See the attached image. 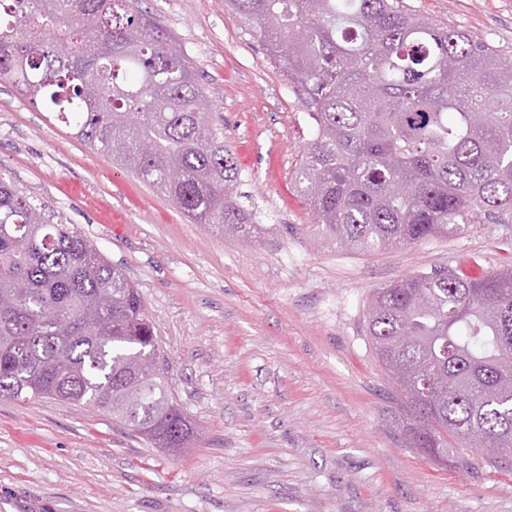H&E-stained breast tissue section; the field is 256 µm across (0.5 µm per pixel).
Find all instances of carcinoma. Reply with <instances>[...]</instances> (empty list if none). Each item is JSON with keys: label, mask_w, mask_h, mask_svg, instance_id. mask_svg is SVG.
I'll use <instances>...</instances> for the list:
<instances>
[{"label": "carcinoma", "mask_w": 512, "mask_h": 512, "mask_svg": "<svg viewBox=\"0 0 512 512\" xmlns=\"http://www.w3.org/2000/svg\"><path fill=\"white\" fill-rule=\"evenodd\" d=\"M138 0H0V80L196 224L254 219L194 67ZM314 121L297 179L327 240L379 251L512 219V55L399 0H227ZM368 332L409 447L512 458V271L377 292ZM143 298L72 224L0 177V396L92 404L158 448L194 435Z\"/></svg>", "instance_id": "1"}]
</instances>
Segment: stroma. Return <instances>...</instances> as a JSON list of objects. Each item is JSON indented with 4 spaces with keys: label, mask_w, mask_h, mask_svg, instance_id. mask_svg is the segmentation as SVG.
<instances>
[{
    "label": "stroma",
    "mask_w": 512,
    "mask_h": 512,
    "mask_svg": "<svg viewBox=\"0 0 512 512\" xmlns=\"http://www.w3.org/2000/svg\"><path fill=\"white\" fill-rule=\"evenodd\" d=\"M400 2L512 54V0ZM142 6L198 73L256 240L189 221L0 80V172L124 267L194 430L170 451L91 405L0 397V512H512V462L474 449L460 471L406 447L407 403L366 331L374 294L402 277L512 269V223L338 251L295 179L306 92L225 0Z\"/></svg>",
    "instance_id": "obj_1"
}]
</instances>
